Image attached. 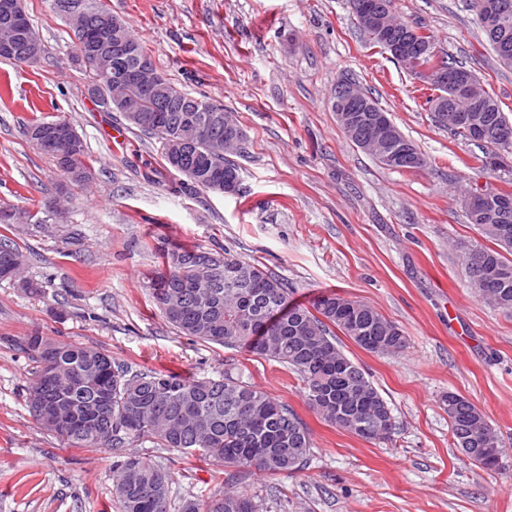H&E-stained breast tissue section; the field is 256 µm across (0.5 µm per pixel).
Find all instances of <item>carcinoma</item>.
<instances>
[{
    "mask_svg": "<svg viewBox=\"0 0 512 512\" xmlns=\"http://www.w3.org/2000/svg\"><path fill=\"white\" fill-rule=\"evenodd\" d=\"M437 68V90L443 78L453 77L463 66L437 56L425 60ZM480 95L493 104L484 113V132L477 134L434 113L435 122L453 135L475 143L483 155L474 156L481 166L504 147L512 151V123L501 102L485 90ZM95 101L116 112L130 106L140 120L128 124L157 137L165 167L183 176L192 172L191 186L206 189L208 182H222L238 172L227 155L241 147L224 145V125L210 138L179 155L170 143L191 134L190 121L205 120L214 110L234 125L238 121L222 105L197 99L160 77L150 92L136 85L112 89V99ZM54 120L34 118L25 127L27 139L47 151L42 137L53 131ZM15 217L7 227L22 231L43 218L28 208L3 202ZM482 234L498 248L476 245L466 253L471 285L496 308L512 315V206L499 220L479 225ZM163 270L147 277L149 289L162 317L180 334L221 346H234L275 361L295 372L304 385L305 402L324 422L366 441L387 437L390 429L377 423L378 407L390 412L365 372L336 345L339 330L361 349L376 354L400 352L407 339L402 329L373 307L339 294H325L312 307L293 306L292 320L257 335L260 310L288 302V288L255 261L224 248L173 244L160 254ZM227 260L252 273L234 287L224 275L213 277L208 264ZM27 255L12 238L0 235V279L14 280L25 290L42 294L44 285L21 276ZM20 348L36 363L27 388L26 403L36 414V396L44 392L64 402L76 421L74 429L54 432L68 448L105 449L113 458V497L119 512H171L170 477L151 458L133 448L147 443L195 456L200 461L219 460L226 467L253 468L268 474L291 475L306 464L312 441L306 424L288 405L226 372L220 379H196L158 369L134 370L112 355L96 350L98 369L110 384V396L96 407V394L80 387L75 372L88 349L80 344L55 342L38 333L23 337ZM97 413H92L93 408ZM448 419L462 453L475 464L492 469L501 456V439L485 413L468 398L448 394ZM180 512H258L253 499L243 492L226 491L202 505L186 500Z\"/></svg>",
    "mask_w": 512,
    "mask_h": 512,
    "instance_id": "carcinoma-1",
    "label": "carcinoma"
}]
</instances>
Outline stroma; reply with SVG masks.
I'll return each instance as SVG.
<instances>
[{
    "mask_svg": "<svg viewBox=\"0 0 512 512\" xmlns=\"http://www.w3.org/2000/svg\"><path fill=\"white\" fill-rule=\"evenodd\" d=\"M149 50L159 72L223 104L247 141L232 158L240 191L188 190L166 170L156 138L84 91L76 39L53 0H22L44 53L33 67L0 59V201L33 210L66 198L64 213L19 243L26 277L45 295L0 280V512H117L112 455L67 448L25 403L32 332L107 351L132 368L200 379L224 372L300 416L313 448L292 475L204 464L155 448L176 500L205 502L231 486L260 512H512V317L471 289L465 253L483 244L464 199L500 191L512 168L487 170L476 145L436 125L427 84L371 45L349 0H105ZM439 55L472 70L512 120V67L501 65L466 0H394ZM371 92L426 164L383 168L356 147L331 108L341 78ZM68 120L93 178L71 182L23 133L32 114ZM223 246L283 279L291 303L337 293L402 328L406 348L378 355L344 335L338 347L387 401V439L324 423L298 376L239 348L177 334L144 286L166 243ZM475 403L499 431L496 470L455 446L444 399Z\"/></svg>",
    "mask_w": 512,
    "mask_h": 512,
    "instance_id": "35a3bbf8",
    "label": "stroma"
}]
</instances>
